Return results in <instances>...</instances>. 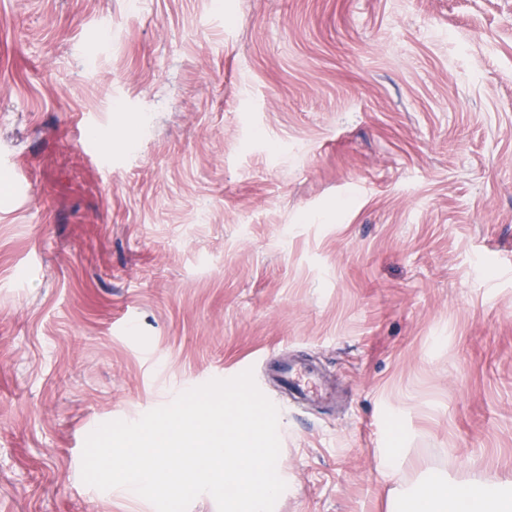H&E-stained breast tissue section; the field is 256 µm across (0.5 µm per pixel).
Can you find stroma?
Returning a JSON list of instances; mask_svg holds the SVG:
<instances>
[{"label": "stroma", "mask_w": 512, "mask_h": 512, "mask_svg": "<svg viewBox=\"0 0 512 512\" xmlns=\"http://www.w3.org/2000/svg\"><path fill=\"white\" fill-rule=\"evenodd\" d=\"M1 174L0 512H155L86 437L271 359L274 512L512 482V0H0ZM276 374H287L289 384L294 393L302 399L315 400L323 398L324 394L321 385L314 374V371L308 369H298L294 366L277 365L274 366Z\"/></svg>", "instance_id": "stroma-1"}]
</instances>
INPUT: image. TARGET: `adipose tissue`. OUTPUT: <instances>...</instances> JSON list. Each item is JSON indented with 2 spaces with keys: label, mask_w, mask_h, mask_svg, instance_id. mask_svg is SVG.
<instances>
[{
  "label": "adipose tissue",
  "mask_w": 512,
  "mask_h": 512,
  "mask_svg": "<svg viewBox=\"0 0 512 512\" xmlns=\"http://www.w3.org/2000/svg\"><path fill=\"white\" fill-rule=\"evenodd\" d=\"M388 512H512V485L434 474L388 504Z\"/></svg>",
  "instance_id": "adipose-tissue-1"
}]
</instances>
